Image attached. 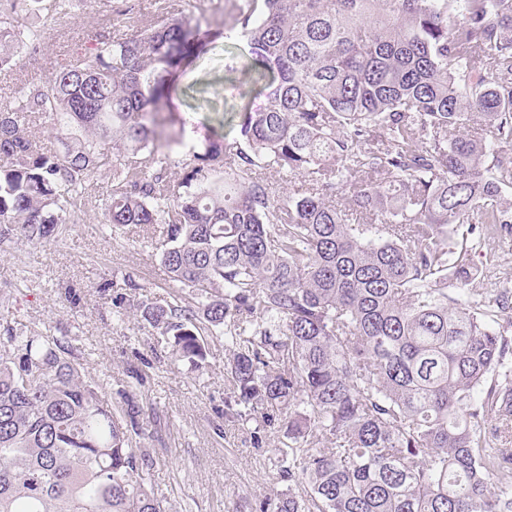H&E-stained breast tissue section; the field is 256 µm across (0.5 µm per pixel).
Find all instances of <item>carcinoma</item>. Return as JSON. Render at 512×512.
Returning <instances> with one entry per match:
<instances>
[{"instance_id":"carcinoma-1","label":"carcinoma","mask_w":512,"mask_h":512,"mask_svg":"<svg viewBox=\"0 0 512 512\" xmlns=\"http://www.w3.org/2000/svg\"><path fill=\"white\" fill-rule=\"evenodd\" d=\"M31 1L0 0V70L39 45L19 21ZM218 10L267 103L200 128L168 110L217 36L176 0L94 35L0 103V244L55 238L98 173L112 231L162 227L191 301L138 309L194 368L204 334L224 335L237 416L282 436L290 487L260 512H512V288L490 248L512 224V0ZM183 144L175 179L161 148ZM268 170L303 183L284 201ZM6 332L0 512H172L134 409L112 408L65 341Z\"/></svg>"}]
</instances>
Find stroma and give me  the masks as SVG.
<instances>
[{"label":"stroma","instance_id":"obj_1","mask_svg":"<svg viewBox=\"0 0 512 512\" xmlns=\"http://www.w3.org/2000/svg\"><path fill=\"white\" fill-rule=\"evenodd\" d=\"M32 19L44 25V37L19 67L0 70L1 90L44 79L87 31L123 33L106 24L98 0H73L66 16L55 13L52 0H41ZM247 57L240 38L215 40L181 77L173 97L178 111L196 122L207 117L199 105L201 81ZM93 182L99 195L106 191L105 177ZM99 195L81 201L77 221L49 243L16 239L0 247V338L17 322L65 338L86 379L103 383L106 400L133 406L148 423L149 436L136 445L153 461L155 492L179 512H258L261 501L287 487L278 474L276 435L255 442L254 423L226 417L234 393L224 372L223 337L206 336V360L196 369L141 318L138 303L166 304L179 288L133 228L114 233L104 226ZM117 296L127 299L120 316L112 304Z\"/></svg>","mask_w":512,"mask_h":512}]
</instances>
